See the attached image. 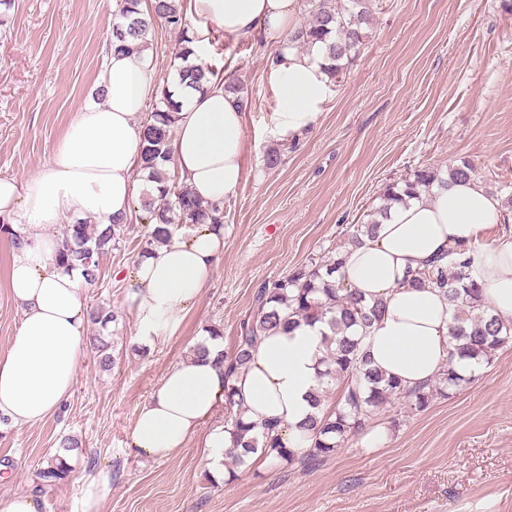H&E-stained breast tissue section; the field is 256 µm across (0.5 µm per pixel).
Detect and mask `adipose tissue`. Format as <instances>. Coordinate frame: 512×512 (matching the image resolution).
I'll return each mask as SVG.
<instances>
[{
  "label": "adipose tissue",
  "mask_w": 512,
  "mask_h": 512,
  "mask_svg": "<svg viewBox=\"0 0 512 512\" xmlns=\"http://www.w3.org/2000/svg\"><path fill=\"white\" fill-rule=\"evenodd\" d=\"M193 23L195 57H202L211 27L229 43L259 39L276 44L266 70L277 105L269 135L299 140L320 116L330 76L323 44L300 53L288 45L299 28L304 0H179ZM100 97L81 105L51 163L24 181L0 178V215L20 228L21 243L9 272L10 293L22 320L0 354V416L13 425L35 424L60 410L71 396L87 338V284L79 271L58 262L60 242L49 226L90 220L107 225L130 216L140 174L143 125L136 119L157 93L153 53L105 51ZM180 105L168 144L181 186L211 206L236 197L245 179L246 114L237 95L215 83L206 92L172 84ZM512 213L476 180L450 183L433 195L394 205L374 237L346 251L344 274L366 302L381 301L384 313L363 340L373 367L412 390L433 382L448 363L449 327L456 308L439 290L415 288L408 270L425 267L442 253L461 252L482 298L503 322H512V235L486 238L488 225ZM224 251L220 224H185L138 258L129 297L140 344L199 298ZM327 323L298 322L263 337L234 378H226L219 355L224 340L209 332L172 366L138 408L129 438L135 455L164 459L183 448L224 403L234 385L247 422L278 419L284 444H301L302 427L317 415L314 396L322 380Z\"/></svg>",
  "instance_id": "1"
}]
</instances>
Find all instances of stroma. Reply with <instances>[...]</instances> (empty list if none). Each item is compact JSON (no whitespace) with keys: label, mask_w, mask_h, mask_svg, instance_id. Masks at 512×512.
Here are the masks:
<instances>
[{"label":"stroma","mask_w":512,"mask_h":512,"mask_svg":"<svg viewBox=\"0 0 512 512\" xmlns=\"http://www.w3.org/2000/svg\"><path fill=\"white\" fill-rule=\"evenodd\" d=\"M112 0H15L0 27V178L25 180L52 160L78 107L103 82L101 46ZM204 58L232 62L248 99L245 180L224 204V254L175 328L136 344L127 283L147 235L134 221L100 259L87 305L115 307V363L102 370L83 349L65 406L33 425L0 426V512L17 493L39 512H82L85 489L99 512H512V346L480 375L422 411L394 404L376 420L381 446L352 437L315 471L239 468L220 482L203 440L224 411L203 422L166 459L128 446L138 407L201 330H221L233 353L241 324L265 282L331 256L390 182L415 167L471 161L475 179L499 197L512 185V0H379L354 65L330 80L315 128L277 144L266 127L277 96L264 79L271 45L229 44L221 30ZM281 162L267 168V151ZM14 249L0 234V351L22 311L12 299ZM78 439L71 472L40 488L39 472Z\"/></svg>","instance_id":"1"}]
</instances>
